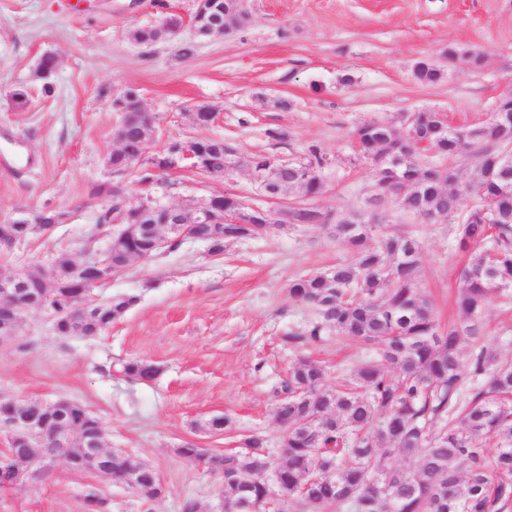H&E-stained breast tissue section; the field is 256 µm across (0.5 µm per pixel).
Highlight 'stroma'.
Returning <instances> with one entry per match:
<instances>
[{
	"label": "stroma",
	"instance_id": "stroma-1",
	"mask_svg": "<svg viewBox=\"0 0 512 512\" xmlns=\"http://www.w3.org/2000/svg\"><path fill=\"white\" fill-rule=\"evenodd\" d=\"M67 2L0 0V131L35 159L31 166L0 163V224L45 209L63 216L24 244L0 248V274L103 254L121 229L99 222L111 204L93 192L103 183L126 185L127 210L150 199L178 207L223 193L282 213L305 200L302 191L267 197L252 159L300 160L312 145L328 158L322 192L309 200L324 220L225 242L218 257L188 240L132 261L94 296L138 301L97 336L64 337L51 311L24 313L14 339L0 345V399L80 402L101 419L106 446L151 465L166 492L146 502L122 481L74 473L59 458L46 478L0 489V512H85L92 491L109 500L110 512H180L187 498L200 512H221V478L179 448L191 442L237 452L245 437L260 434L272 462H281L275 408L289 367L302 357L317 360L332 385L370 355L331 332L314 345L287 341L316 318L290 296L291 282L353 258L330 233L337 216L372 213L377 234L417 238L421 288L440 324L456 320L465 258L454 248V225L401 214L395 197L380 195L355 132L367 122L400 128L422 111L453 126L486 123L496 100L512 91V0H248L246 24L200 40L187 59L173 42L140 45L129 33L169 12L191 18L195 0ZM475 50L484 55L478 68L467 57ZM46 56L57 65L43 80ZM422 60L442 70L439 81H417ZM21 87L29 100L20 110L11 95ZM128 88L154 117L153 151L171 140L218 138L230 151L228 170L159 172L143 183L136 169L109 166L120 121L110 103ZM197 106L214 110L210 125L196 124ZM482 333L489 350L512 359V299L491 301ZM133 360L154 365L157 375L127 376ZM216 416L229 417L226 430L209 429Z\"/></svg>",
	"mask_w": 512,
	"mask_h": 512
}]
</instances>
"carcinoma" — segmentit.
I'll return each mask as SVG.
<instances>
[{"mask_svg": "<svg viewBox=\"0 0 512 512\" xmlns=\"http://www.w3.org/2000/svg\"><path fill=\"white\" fill-rule=\"evenodd\" d=\"M248 18L244 0H206L198 32L183 44L179 56L194 55L197 42L209 31L243 25ZM165 24L137 28L134 41L152 45L163 40ZM423 83H435L441 70L427 61L415 66ZM135 104L125 113L121 130L123 153L112 167L123 170L150 148L149 130L135 118ZM415 136L438 156L476 157L474 173L423 163L400 131L385 122L359 127L360 155L373 165L376 183L384 180L385 162L399 159L415 185L401 200L402 209L424 220L442 215L457 224L454 247L469 255L462 269L456 300L459 318L439 326L429 299L420 289L422 249L406 235H391L370 244L375 225L365 218H340L336 238L355 254L324 273L304 275L290 285L295 299L313 306L318 321L288 334L290 343H315L325 330L341 340L368 346L374 357L350 372V380L325 386L322 365L298 360L284 381V396L276 407L282 429L283 463L273 467L260 435L244 439V450L209 456L192 443L179 454L196 463L205 461L224 478V512H288L296 498L304 512H325L335 504L347 512H509L512 509V360L500 361L486 348L479 320L490 300L512 294V186L483 174V165L508 154L512 142L499 130L466 128L464 137L439 130L436 112L416 115ZM199 170L216 174L228 169L224 141L201 143ZM326 159L314 147L305 161L273 176L275 192L294 186L310 198L323 188L321 169ZM114 204L99 222L126 220L120 206L125 188L108 183L95 188ZM467 198L477 202L463 208ZM195 217L194 209L175 214L164 206L143 210L138 231L120 241L127 259L154 257L153 233L172 230L174 216ZM291 224H315L322 214L312 207L288 211ZM240 224L224 225V242L245 235ZM138 301L135 295L111 297L91 305V332L100 333ZM469 337L470 346L461 343ZM474 380L487 382L464 390V361ZM128 375L150 380L156 368L135 360ZM400 456L397 466L384 455ZM139 470L134 492L152 500L159 486L156 470L129 454L112 459V473ZM252 479L244 484L241 474Z\"/></svg>", "mask_w": 512, "mask_h": 512, "instance_id": "obj_1", "label": "carcinoma"}]
</instances>
